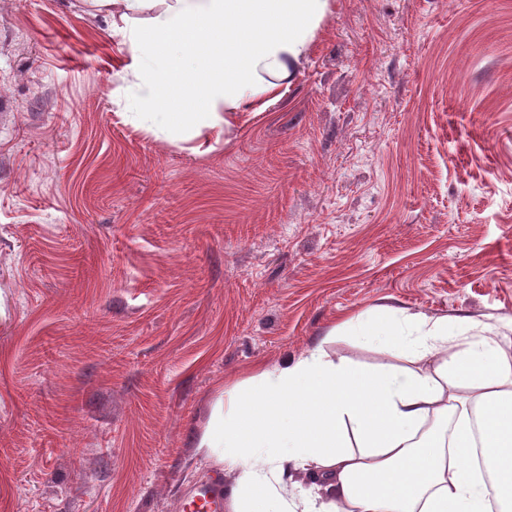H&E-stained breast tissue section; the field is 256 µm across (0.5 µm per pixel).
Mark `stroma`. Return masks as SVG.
I'll return each instance as SVG.
<instances>
[{
	"label": "stroma",
	"instance_id": "stroma-1",
	"mask_svg": "<svg viewBox=\"0 0 512 512\" xmlns=\"http://www.w3.org/2000/svg\"><path fill=\"white\" fill-rule=\"evenodd\" d=\"M110 20L0 0V512H183L220 394L390 306L512 318V0H331L198 155Z\"/></svg>",
	"mask_w": 512,
	"mask_h": 512
}]
</instances>
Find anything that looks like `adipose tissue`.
Wrapping results in <instances>:
<instances>
[{
    "label": "adipose tissue",
    "mask_w": 512,
    "mask_h": 512,
    "mask_svg": "<svg viewBox=\"0 0 512 512\" xmlns=\"http://www.w3.org/2000/svg\"><path fill=\"white\" fill-rule=\"evenodd\" d=\"M131 55L137 112L229 132L290 85L329 0H92ZM413 367L365 369L323 345L219 401L197 452L235 472L225 512H512V321L343 318ZM311 473L302 495L295 477Z\"/></svg>",
    "instance_id": "obj_1"
}]
</instances>
